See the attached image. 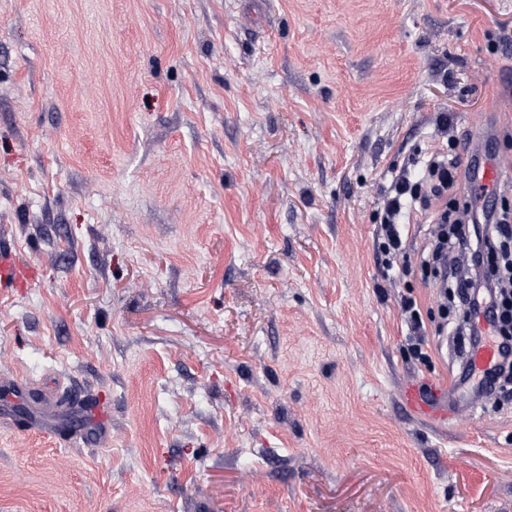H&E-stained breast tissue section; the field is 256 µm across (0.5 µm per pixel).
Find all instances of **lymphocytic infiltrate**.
Instances as JSON below:
<instances>
[{"instance_id": "obj_1", "label": "lymphocytic infiltrate", "mask_w": 512, "mask_h": 512, "mask_svg": "<svg viewBox=\"0 0 512 512\" xmlns=\"http://www.w3.org/2000/svg\"><path fill=\"white\" fill-rule=\"evenodd\" d=\"M438 122L447 133L446 143L422 159V177L414 180L399 173L391 181L383 202L376 259L387 272H407V239L400 221L412 206H420L429 231L419 261L434 268L441 290H461L457 309L462 323L456 326V335L470 337L475 344L494 339L499 360L491 371L492 381L508 383L512 381V339L506 336L505 326L512 321V269L491 279L474 280L470 272L475 253L491 257L512 241V210H486L456 199L459 184L469 177L457 165L458 153L469 144L451 132L447 117H439ZM482 320L487 329L479 328Z\"/></svg>"}]
</instances>
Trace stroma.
<instances>
[{
	"label": "stroma",
	"mask_w": 512,
	"mask_h": 512,
	"mask_svg": "<svg viewBox=\"0 0 512 512\" xmlns=\"http://www.w3.org/2000/svg\"><path fill=\"white\" fill-rule=\"evenodd\" d=\"M512 0H0V512H512V396L385 277L437 120L512 159ZM429 331L419 362L401 316ZM35 279L33 268L23 265L12 250L0 248V293L27 288ZM458 389L456 382H448V385H442L435 391L440 399V402L435 405L423 400L413 387H407L404 390L403 399L416 417L432 423H442L448 421V415L456 409Z\"/></svg>",
	"instance_id": "35a3bbf8"
}]
</instances>
